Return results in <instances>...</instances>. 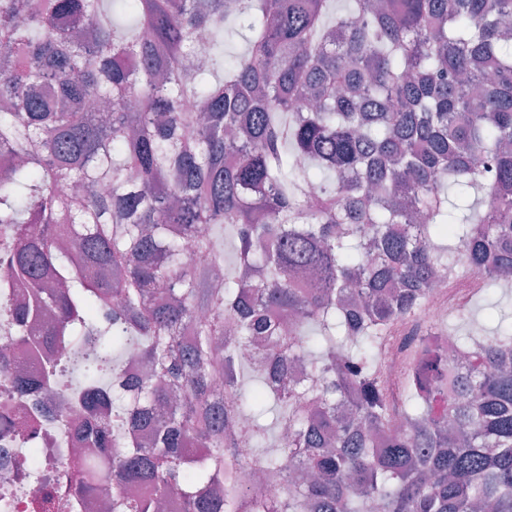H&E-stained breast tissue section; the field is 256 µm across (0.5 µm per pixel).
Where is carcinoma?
<instances>
[{"instance_id":"obj_1","label":"carcinoma","mask_w":512,"mask_h":512,"mask_svg":"<svg viewBox=\"0 0 512 512\" xmlns=\"http://www.w3.org/2000/svg\"><path fill=\"white\" fill-rule=\"evenodd\" d=\"M330 8L0 0V263L55 281L0 323L52 317L60 354L14 386L100 422L72 508L512 512V336L416 330L398 406L377 357L448 270L512 282V0Z\"/></svg>"}]
</instances>
